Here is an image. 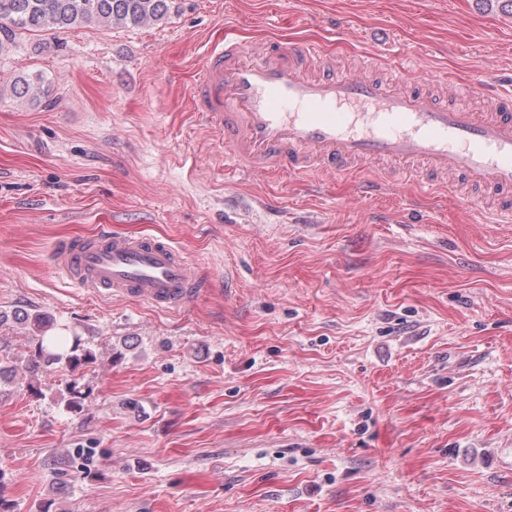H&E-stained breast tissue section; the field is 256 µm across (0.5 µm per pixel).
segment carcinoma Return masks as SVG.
Segmentation results:
<instances>
[{"instance_id": "obj_1", "label": "carcinoma", "mask_w": 512, "mask_h": 512, "mask_svg": "<svg viewBox=\"0 0 512 512\" xmlns=\"http://www.w3.org/2000/svg\"><path fill=\"white\" fill-rule=\"evenodd\" d=\"M172 0H0V53L9 50L24 36H42L96 22L112 29L157 24L165 19ZM19 98L38 100L49 93L40 73L13 85ZM36 336L25 368L42 371L60 364L76 373L94 363L93 350L75 335L67 343L46 333L53 321L46 316L33 318Z\"/></svg>"}]
</instances>
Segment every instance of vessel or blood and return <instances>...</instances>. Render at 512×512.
I'll use <instances>...</instances> for the list:
<instances>
[{
    "mask_svg": "<svg viewBox=\"0 0 512 512\" xmlns=\"http://www.w3.org/2000/svg\"><path fill=\"white\" fill-rule=\"evenodd\" d=\"M323 59L313 43L260 53L228 38L211 48L192 79L191 107L213 123L236 173L349 174L375 160L431 192L440 189L437 173L512 189L511 92H494L490 111L471 112L421 91L420 73L389 83L367 77L379 55L365 56L363 73L354 76H318ZM466 206L512 223L510 200L471 199ZM54 255L59 272L78 287L160 310L180 309L204 289L181 250L154 236L103 231L60 240Z\"/></svg>",
    "mask_w": 512,
    "mask_h": 512,
    "instance_id": "1",
    "label": "vessel or blood"
}]
</instances>
